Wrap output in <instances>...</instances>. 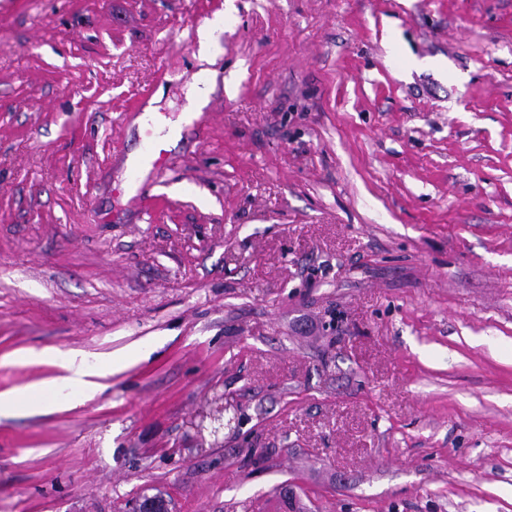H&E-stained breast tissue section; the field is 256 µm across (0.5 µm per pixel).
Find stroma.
<instances>
[{"label": "stroma", "instance_id": "35a3bbf8", "mask_svg": "<svg viewBox=\"0 0 512 512\" xmlns=\"http://www.w3.org/2000/svg\"><path fill=\"white\" fill-rule=\"evenodd\" d=\"M74 352L0 512H512V0H0V394ZM78 356L79 354L72 355L64 365L69 375L61 379V385L69 388L78 397L88 396L97 392L102 385L86 379L95 375V373L91 370L86 358L82 355Z\"/></svg>", "mask_w": 512, "mask_h": 512}]
</instances>
